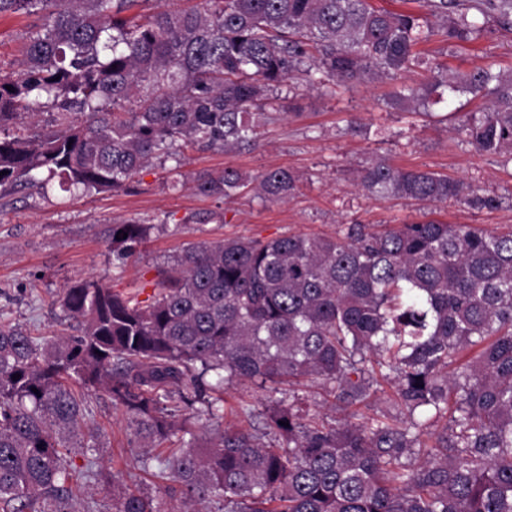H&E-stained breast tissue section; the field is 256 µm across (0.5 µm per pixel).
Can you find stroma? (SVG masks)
Segmentation results:
<instances>
[{
  "mask_svg": "<svg viewBox=\"0 0 512 512\" xmlns=\"http://www.w3.org/2000/svg\"><path fill=\"white\" fill-rule=\"evenodd\" d=\"M32 23L23 15L0 17V71L18 69ZM431 65L463 73L477 66L512 71V31L490 19L476 40L448 46L422 44ZM428 67L396 76L362 80L336 89L308 85L295 75L296 90L278 103L273 120L258 129L255 147L236 151L184 150L179 172L153 164L128 189L71 194L58 186L0 190V321L31 329L35 335L76 334L78 323L61 309L57 295L65 284L90 277L104 279L114 292L139 293L155 268L185 243L224 238L270 239L288 234L342 236L347 225L379 229L404 222L435 220L487 230H512V164L477 154L448 109L470 112L480 99L463 95L438 105L427 116L389 104L393 87H424ZM380 158L400 169L431 170L462 179L484 194L499 197L494 209L417 203L367 195L357 185L365 163ZM286 168L299 178V190L284 202L250 193L224 200L194 193L187 180L204 171L238 170L247 176ZM155 227L140 255L124 266L112 264L108 228L127 219ZM92 421L103 430L95 453L103 481L86 484L100 512H112V486L137 485L152 492L156 480L137 467L121 410L104 392L87 395Z\"/></svg>",
  "mask_w": 512,
  "mask_h": 512,
  "instance_id": "35a3bbf8",
  "label": "stroma"
}]
</instances>
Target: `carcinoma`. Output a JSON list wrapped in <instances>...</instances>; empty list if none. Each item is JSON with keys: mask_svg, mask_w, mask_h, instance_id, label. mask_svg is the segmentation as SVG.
<instances>
[{"mask_svg": "<svg viewBox=\"0 0 512 512\" xmlns=\"http://www.w3.org/2000/svg\"><path fill=\"white\" fill-rule=\"evenodd\" d=\"M147 2L0 0V16L34 18L19 69L0 73L1 189L43 173L65 191L128 187L155 161L180 164L183 146H255L273 119L266 106L296 73L322 86L394 76L420 64L423 41L474 38L478 14L512 29V0H418L422 14L369 0H196L130 14ZM441 88L489 100L459 116V131L477 153L512 161V73L436 66L424 89L400 84L391 97L427 109ZM45 107L56 128L6 132ZM297 183L287 169L226 168L192 189L285 201ZM358 186L500 204L464 180L379 158ZM163 228L111 225L112 264ZM153 286L141 301L101 278L63 286L80 333L55 341L0 323V512H93L78 481L101 477L102 430L76 383L124 408L136 461L159 482L158 497L112 490V512H512V231L417 221L189 243L155 267ZM313 380L339 418L302 406L295 388ZM243 382L272 394L273 440L179 417L178 403L201 401L205 420L223 418L224 388ZM379 403L404 414L370 413ZM166 499L176 506L163 509Z\"/></svg>", "mask_w": 512, "mask_h": 512, "instance_id": "cac0c4a2", "label": "carcinoma"}]
</instances>
